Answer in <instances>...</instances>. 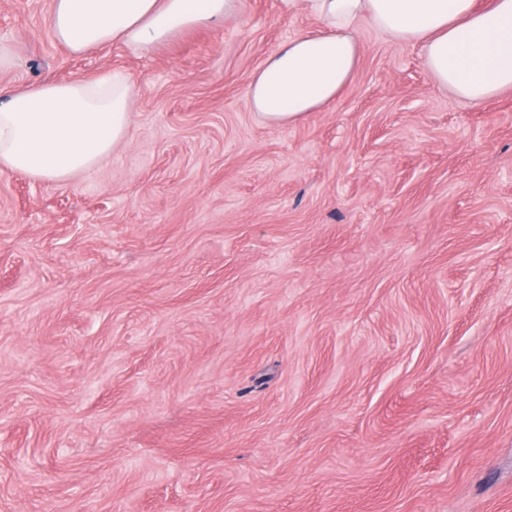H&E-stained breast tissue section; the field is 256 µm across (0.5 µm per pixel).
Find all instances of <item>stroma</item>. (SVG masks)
Returning <instances> with one entry per match:
<instances>
[{
    "instance_id": "1",
    "label": "stroma",
    "mask_w": 512,
    "mask_h": 512,
    "mask_svg": "<svg viewBox=\"0 0 512 512\" xmlns=\"http://www.w3.org/2000/svg\"><path fill=\"white\" fill-rule=\"evenodd\" d=\"M0 0V85L124 74L126 138L0 174V512H512V90L361 26L326 110L248 79L303 0L82 55Z\"/></svg>"
}]
</instances>
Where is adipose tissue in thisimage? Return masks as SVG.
<instances>
[{
  "mask_svg": "<svg viewBox=\"0 0 512 512\" xmlns=\"http://www.w3.org/2000/svg\"><path fill=\"white\" fill-rule=\"evenodd\" d=\"M321 28L281 43L249 78V105L270 125L326 109L360 61L365 23L420 46L435 83L469 101L512 89V0H304ZM242 0H52L49 26L72 54L120 43L138 52L236 12ZM125 77L0 88V171L61 181L92 169L126 138Z\"/></svg>",
  "mask_w": 512,
  "mask_h": 512,
  "instance_id": "1",
  "label": "adipose tissue"
}]
</instances>
